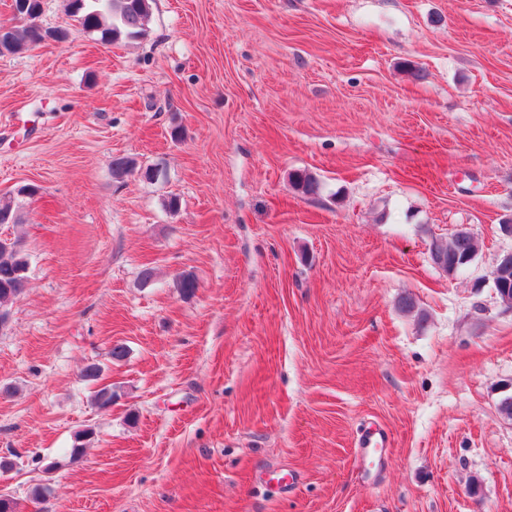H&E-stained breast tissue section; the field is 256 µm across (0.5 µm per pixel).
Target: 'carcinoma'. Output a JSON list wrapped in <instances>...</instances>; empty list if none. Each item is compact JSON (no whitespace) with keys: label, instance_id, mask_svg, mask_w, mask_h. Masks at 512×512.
I'll use <instances>...</instances> for the list:
<instances>
[{"label":"carcinoma","instance_id":"1","mask_svg":"<svg viewBox=\"0 0 512 512\" xmlns=\"http://www.w3.org/2000/svg\"><path fill=\"white\" fill-rule=\"evenodd\" d=\"M152 0H67L70 16L78 23L79 31L93 35L102 44L111 43L122 36L136 38L145 32ZM42 14V0H29L25 17L6 26L0 34V55L13 54L29 46L44 42L48 29L38 23ZM137 168L134 159L117 156L112 159V173L122 177ZM297 192L313 197L320 192V183L312 175L295 171L290 175ZM20 221L18 207L10 199L0 198V224H17ZM445 258L443 270L454 275L474 258L479 245L468 231H457L448 241L436 245ZM29 261L20 246L13 240L0 244V313L9 314L8 305L20 297L28 280ZM493 282L499 283L498 298L512 306V274L504 276L501 267H496Z\"/></svg>","mask_w":512,"mask_h":512}]
</instances>
